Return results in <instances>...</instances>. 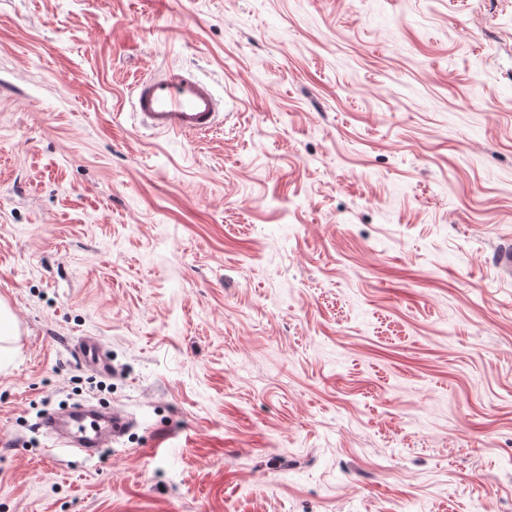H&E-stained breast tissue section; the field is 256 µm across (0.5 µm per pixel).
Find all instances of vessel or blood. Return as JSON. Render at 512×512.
Here are the masks:
<instances>
[{
  "mask_svg": "<svg viewBox=\"0 0 512 512\" xmlns=\"http://www.w3.org/2000/svg\"><path fill=\"white\" fill-rule=\"evenodd\" d=\"M132 96L140 125L156 134L187 138L209 132L219 123L220 102L209 84L181 67H171L161 74L138 80ZM56 421V414L51 413L43 418L41 426L57 447L95 456L100 448L95 437L96 414H85L68 433L57 431Z\"/></svg>",
  "mask_w": 512,
  "mask_h": 512,
  "instance_id": "1",
  "label": "vessel or blood"
}]
</instances>
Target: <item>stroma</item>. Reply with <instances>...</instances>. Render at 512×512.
<instances>
[{"instance_id":"35a3bbf8","label":"stroma","mask_w":512,"mask_h":512,"mask_svg":"<svg viewBox=\"0 0 512 512\" xmlns=\"http://www.w3.org/2000/svg\"><path fill=\"white\" fill-rule=\"evenodd\" d=\"M510 237L512 0H0V512H512ZM132 96V114L155 134L187 138L209 132L220 122V101L209 84L182 67L138 80ZM98 418V415L93 413L85 414L73 431L64 433L56 431L57 414L51 413L42 419L41 427L47 435L53 438L55 446L77 449L89 457H93L102 446L97 442L95 436Z\"/></svg>"}]
</instances>
